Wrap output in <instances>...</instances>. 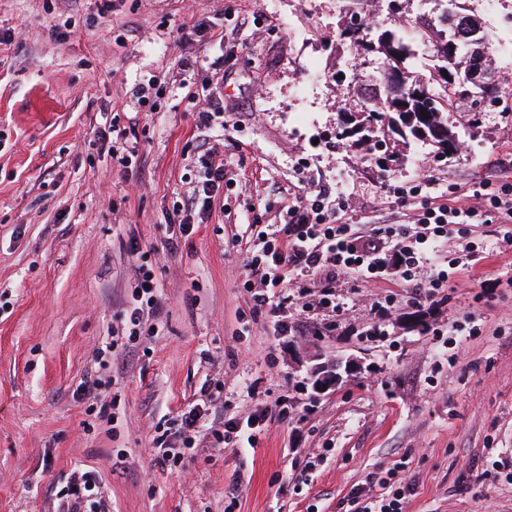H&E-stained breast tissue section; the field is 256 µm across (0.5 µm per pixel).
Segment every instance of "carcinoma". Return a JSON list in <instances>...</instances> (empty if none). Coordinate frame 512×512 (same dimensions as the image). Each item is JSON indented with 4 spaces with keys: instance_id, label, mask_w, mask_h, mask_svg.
Wrapping results in <instances>:
<instances>
[{
    "instance_id": "cac0c4a2",
    "label": "carcinoma",
    "mask_w": 512,
    "mask_h": 512,
    "mask_svg": "<svg viewBox=\"0 0 512 512\" xmlns=\"http://www.w3.org/2000/svg\"><path fill=\"white\" fill-rule=\"evenodd\" d=\"M448 2L453 9L445 11L444 15L453 17V21L445 30H429L423 22L417 23L419 39L424 44H431L434 50L433 65L429 66L427 77L418 73L417 50L405 40L400 30L387 29L377 33L354 11L351 21L340 33L341 39L356 50L384 55L388 71H398L402 75L397 87L391 84L388 75H383L361 109L351 113L354 123L363 129L364 137L375 140V147L383 152L381 160L386 163L399 160L400 152L396 150L399 145L406 149L413 143L422 142L442 156L455 155L461 145L458 134L448 128L445 118L448 102L435 95L433 85L445 84L458 102L471 96L473 85L468 80L472 62L470 47L461 44L449 50L455 41L458 20H469L473 40L485 51L488 47L480 20L457 5L458 0Z\"/></svg>"
}]
</instances>
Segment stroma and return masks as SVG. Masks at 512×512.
<instances>
[{
	"instance_id": "stroma-1",
	"label": "stroma",
	"mask_w": 512,
	"mask_h": 512,
	"mask_svg": "<svg viewBox=\"0 0 512 512\" xmlns=\"http://www.w3.org/2000/svg\"><path fill=\"white\" fill-rule=\"evenodd\" d=\"M463 3L483 23L500 105L449 110L462 155L414 145L382 169L369 145L342 138L344 113L384 68L382 54L338 39L348 0H235L230 13L221 0H0V512H53L76 469L96 478L109 512H224L232 485L233 512H347L351 488L389 469L415 485L405 512H512V223L461 225L479 259L434 305H412L388 269L371 284L337 281L340 312H311L284 337L253 319L243 286L248 243L282 224L301 178L347 198L367 232L411 221L413 206L385 186L416 184L423 170L438 180L424 201L512 183V57L499 51L512 0L491 12ZM445 6L361 8L385 30ZM197 22L212 39H180ZM150 84L151 108L137 101ZM205 86L224 105L211 133L224 137L230 182L171 250L172 207L191 190L200 144L191 96ZM104 112L137 145L131 168L97 139ZM132 237L155 249L166 315L103 371L99 351L134 280ZM339 357L359 372L315 394L313 367ZM96 373L99 397L78 398ZM206 383L207 425L280 401L288 419L254 448L219 451L198 435L161 467L156 426Z\"/></svg>"
}]
</instances>
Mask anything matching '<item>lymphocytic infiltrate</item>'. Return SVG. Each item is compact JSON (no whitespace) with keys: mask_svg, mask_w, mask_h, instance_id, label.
Here are the masks:
<instances>
[{"mask_svg":"<svg viewBox=\"0 0 512 512\" xmlns=\"http://www.w3.org/2000/svg\"><path fill=\"white\" fill-rule=\"evenodd\" d=\"M225 175L223 153L214 146L206 149L198 158L189 203L173 211L172 221L180 234H191L195 224L203 220L224 191ZM473 196L471 205L454 199L424 203L413 223L367 233L342 220V213L350 208L347 201L338 200L335 209H328L326 191L305 182L301 195L286 208L283 227L260 231V247L250 251L244 261L245 283L252 293L255 315L270 317L279 335H297V324L288 318L285 289L296 286L303 277L321 280L320 298L314 306L320 310L330 307L337 277L375 282L383 272L382 257L386 254L400 277L413 284L412 303L430 301L449 282L448 270L433 265L431 259L456 237L458 225L512 223V184L480 189ZM130 252L138 259L135 286L122 327L112 333L116 343L134 342L149 318L160 317L163 309L150 251L134 241ZM264 431L265 416L259 413L225 420L223 430L215 432L214 438L227 448L244 443L253 448Z\"/></svg>","mask_w":512,"mask_h":512,"instance_id":"f902f5d3","label":"lymphocytic infiltrate"}]
</instances>
